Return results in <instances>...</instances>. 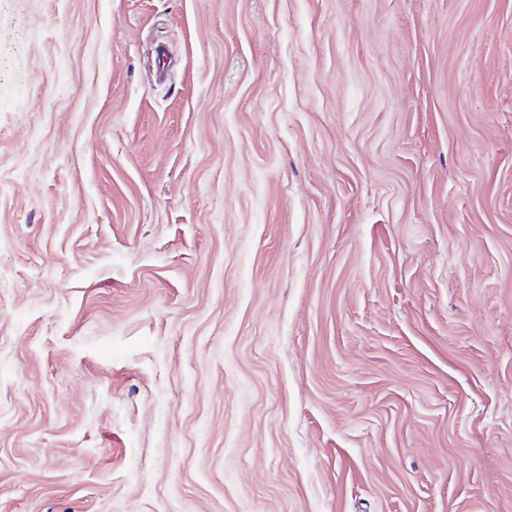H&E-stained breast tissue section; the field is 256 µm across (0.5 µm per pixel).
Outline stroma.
Masks as SVG:
<instances>
[{"label":"stroma","mask_w":512,"mask_h":512,"mask_svg":"<svg viewBox=\"0 0 512 512\" xmlns=\"http://www.w3.org/2000/svg\"><path fill=\"white\" fill-rule=\"evenodd\" d=\"M0 512H512V0H0Z\"/></svg>","instance_id":"35a3bbf8"}]
</instances>
